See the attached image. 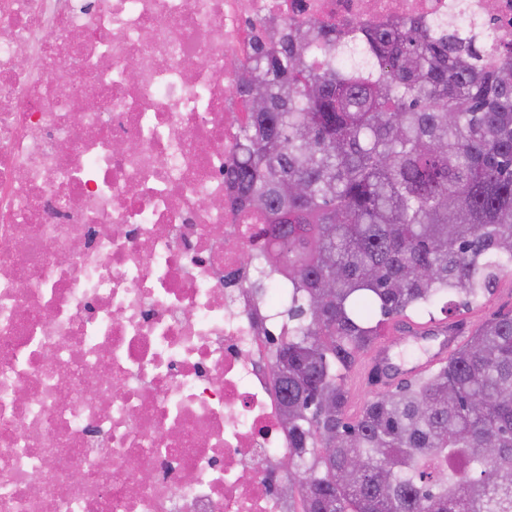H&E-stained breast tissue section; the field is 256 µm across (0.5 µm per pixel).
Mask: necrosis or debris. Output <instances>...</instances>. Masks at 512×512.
<instances>
[{
	"instance_id": "obj_1",
	"label": "necrosis or debris",
	"mask_w": 512,
	"mask_h": 512,
	"mask_svg": "<svg viewBox=\"0 0 512 512\" xmlns=\"http://www.w3.org/2000/svg\"><path fill=\"white\" fill-rule=\"evenodd\" d=\"M408 15L512 46V0H0V512H288L235 66L258 22Z\"/></svg>"
}]
</instances>
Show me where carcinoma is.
<instances>
[{
	"label": "carcinoma",
	"instance_id": "1",
	"mask_svg": "<svg viewBox=\"0 0 512 512\" xmlns=\"http://www.w3.org/2000/svg\"><path fill=\"white\" fill-rule=\"evenodd\" d=\"M411 18L312 23L239 64L230 184L285 277L270 350L300 512H512V313L346 416V374L391 318L512 275V53ZM331 448L325 456L321 449Z\"/></svg>",
	"mask_w": 512,
	"mask_h": 512
}]
</instances>
